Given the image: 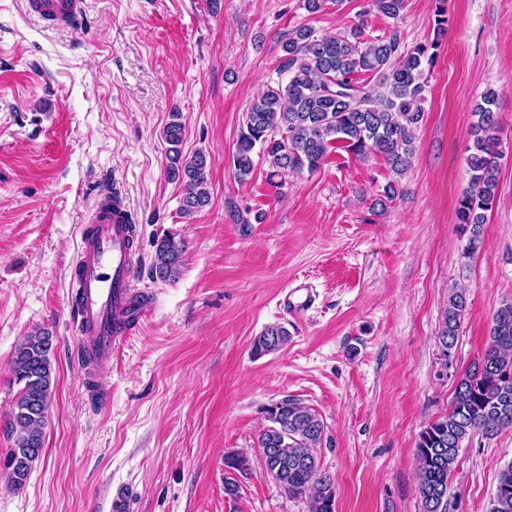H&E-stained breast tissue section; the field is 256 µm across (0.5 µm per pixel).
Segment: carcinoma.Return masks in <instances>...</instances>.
Returning <instances> with one entry per match:
<instances>
[{"instance_id":"cac0c4a2","label":"carcinoma","mask_w":512,"mask_h":512,"mask_svg":"<svg viewBox=\"0 0 512 512\" xmlns=\"http://www.w3.org/2000/svg\"><path fill=\"white\" fill-rule=\"evenodd\" d=\"M368 7L396 22L405 0H370ZM449 24L446 0H436L433 38L413 47L405 44L396 25L368 40L362 39L359 25L337 36H322L301 25L282 36L279 81L263 89L246 112L238 136L233 158L237 179L246 181L253 174L257 148L272 177L288 171L312 174L334 149L358 158L379 153L391 172L403 174L411 166L414 131L424 116V66L433 65ZM497 100V91L489 89L473 112V144L467 156L470 182L456 208V224L468 234L466 258L481 251L486 212L496 201ZM165 140L168 178L184 185L180 211L191 216L210 203L207 159L201 153L183 158L184 126L177 112L171 114ZM154 247L153 278L161 282L177 279L184 264V239L167 235ZM465 310V293H451L438 334L445 358L457 342ZM289 341L286 328L271 325L254 338L252 350L262 356ZM51 348L52 336L39 332L18 345L11 361L12 373L22 384L6 422L14 435L7 453V478L17 489L25 486L32 464L44 449L55 386ZM266 419L269 425L258 438L264 470H276L275 483L288 497L306 499L309 512H335L332 480L313 479L322 471L313 452L324 434L321 419L289 396L267 408ZM507 430H512V300L503 302L495 312L488 345L459 375L448 412L429 422L419 434L417 480L425 512H448V478L458 465L463 443L476 436L491 439ZM488 512H512V462L499 473Z\"/></svg>"}]
</instances>
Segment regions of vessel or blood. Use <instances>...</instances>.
Segmentation results:
<instances>
[{"label": "vessel or blood", "instance_id": "obj_1", "mask_svg": "<svg viewBox=\"0 0 512 512\" xmlns=\"http://www.w3.org/2000/svg\"><path fill=\"white\" fill-rule=\"evenodd\" d=\"M26 10L38 20L74 29L84 21L87 0H26ZM133 221L124 201L113 197L111 189L98 190L71 274L74 292L69 315L85 365L84 383L100 404L107 399L103 379L112 371L113 351L150 310L131 290L136 265ZM313 302L312 289L302 284L289 290L283 300L293 313Z\"/></svg>", "mask_w": 512, "mask_h": 512}]
</instances>
